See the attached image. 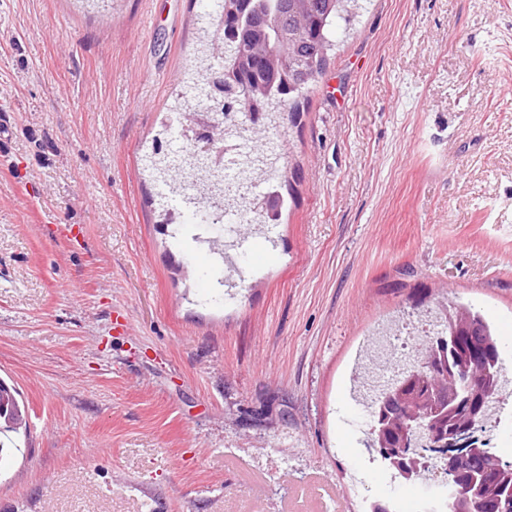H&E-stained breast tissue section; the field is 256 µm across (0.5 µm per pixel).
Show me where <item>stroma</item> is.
Returning <instances> with one entry per match:
<instances>
[{"label":"stroma","mask_w":512,"mask_h":512,"mask_svg":"<svg viewBox=\"0 0 512 512\" xmlns=\"http://www.w3.org/2000/svg\"><path fill=\"white\" fill-rule=\"evenodd\" d=\"M209 0H0V512H231L359 468L350 370L441 293L512 336V0H363L281 138L278 223L226 279L223 225L162 226L143 175ZM288 423L249 427L266 406ZM273 449L287 467L228 472ZM16 394L14 388L0 381V421L13 429L25 426L27 421L25 407L20 406Z\"/></svg>","instance_id":"1"}]
</instances>
